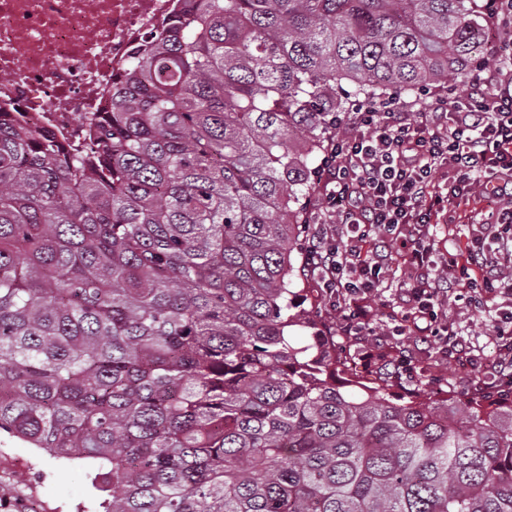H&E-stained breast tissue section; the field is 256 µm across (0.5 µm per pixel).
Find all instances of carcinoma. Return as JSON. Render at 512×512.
I'll return each mask as SVG.
<instances>
[{"label":"carcinoma","mask_w":512,"mask_h":512,"mask_svg":"<svg viewBox=\"0 0 512 512\" xmlns=\"http://www.w3.org/2000/svg\"><path fill=\"white\" fill-rule=\"evenodd\" d=\"M481 33L469 0H184L90 153L0 116V437L92 464L101 512H512V391L341 377L293 280L339 113Z\"/></svg>","instance_id":"1"}]
</instances>
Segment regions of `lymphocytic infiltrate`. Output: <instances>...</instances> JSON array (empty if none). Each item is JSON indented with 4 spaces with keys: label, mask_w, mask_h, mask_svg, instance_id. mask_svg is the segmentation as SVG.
<instances>
[{
    "label": "lymphocytic infiltrate",
    "mask_w": 512,
    "mask_h": 512,
    "mask_svg": "<svg viewBox=\"0 0 512 512\" xmlns=\"http://www.w3.org/2000/svg\"><path fill=\"white\" fill-rule=\"evenodd\" d=\"M483 15L492 38L472 90L451 84L424 98L354 102L327 143L317 175L323 220L308 263L345 332L373 320L369 295L388 263L387 236L405 249L414 280L396 333L425 330L445 355L457 338L437 310L432 227L477 226L447 263L449 288L469 289L471 305L512 288V248L501 245L512 241V0H491ZM481 194L492 208H470Z\"/></svg>",
    "instance_id": "1"
}]
</instances>
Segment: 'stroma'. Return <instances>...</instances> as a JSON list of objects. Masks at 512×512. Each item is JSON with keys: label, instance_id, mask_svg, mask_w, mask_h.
Instances as JSON below:
<instances>
[{"label": "stroma", "instance_id": "stroma-1", "mask_svg": "<svg viewBox=\"0 0 512 512\" xmlns=\"http://www.w3.org/2000/svg\"><path fill=\"white\" fill-rule=\"evenodd\" d=\"M296 288L304 296L303 311L318 319L336 335V344L352 372L361 380L391 384L403 392L416 389L427 395L453 392L461 398L481 393L492 382L491 364L499 357V347L492 335L494 324L512 308L507 297L490 298L483 311H473L466 301L444 300L441 310L449 325L472 354L483 358V367L469 370L442 355L437 338L420 342L415 336H395L404 311L402 284L408 268L400 252H393L385 277L372 300L377 316L369 335L344 336L330 296L317 273L306 265L305 255H298ZM369 344L380 354L379 364L362 367L359 349ZM409 349L410 368L395 367L400 349ZM89 465L83 461L63 463L50 458L28 444L16 441L0 445V512H91L95 492L88 478Z\"/></svg>", "mask_w": 512, "mask_h": 512}]
</instances>
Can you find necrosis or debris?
Returning <instances> with one entry per match:
<instances>
[{"instance_id":"1","label":"necrosis or debris","mask_w":512,"mask_h":512,"mask_svg":"<svg viewBox=\"0 0 512 512\" xmlns=\"http://www.w3.org/2000/svg\"><path fill=\"white\" fill-rule=\"evenodd\" d=\"M182 0H0V112L82 147Z\"/></svg>"}]
</instances>
